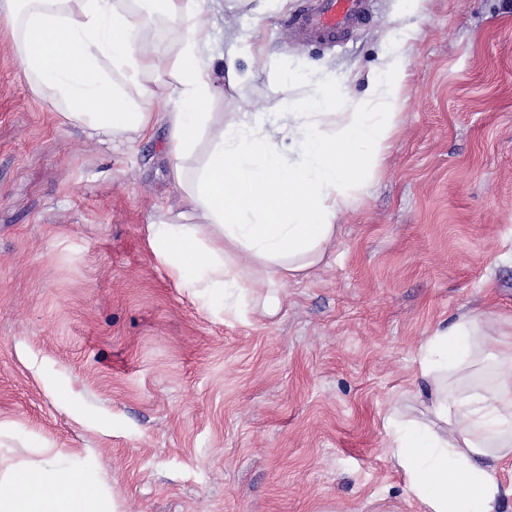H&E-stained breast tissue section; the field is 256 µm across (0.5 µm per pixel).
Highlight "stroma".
<instances>
[{
    "label": "stroma",
    "mask_w": 512,
    "mask_h": 512,
    "mask_svg": "<svg viewBox=\"0 0 512 512\" xmlns=\"http://www.w3.org/2000/svg\"><path fill=\"white\" fill-rule=\"evenodd\" d=\"M249 0H197L209 53L261 28L225 118L304 102L332 75L359 99L400 0L336 40ZM383 166L324 263L273 320L224 316L154 258L144 226L180 194L166 130L88 139L35 94L0 32V457L44 449L96 472L119 512H421L387 456L420 408V343L457 315L512 332V0H431Z\"/></svg>",
    "instance_id": "obj_1"
}]
</instances>
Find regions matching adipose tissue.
I'll use <instances>...</instances> for the list:
<instances>
[{"mask_svg": "<svg viewBox=\"0 0 512 512\" xmlns=\"http://www.w3.org/2000/svg\"><path fill=\"white\" fill-rule=\"evenodd\" d=\"M195 0H0V26L34 93L87 137L131 145L155 127L181 189V209L146 226L154 257L190 294L220 301L225 315L273 318L288 280L325 260L339 214L382 166L400 123L406 61L419 31L399 30L367 77L363 97L336 98L322 79L292 115L284 157L255 114L212 111L219 81L242 87L235 54L207 55L211 24ZM164 23L177 39L170 61L146 32ZM492 324L462 316L419 347L429 387L425 414L393 412L386 452L424 512H501L512 494L497 475L512 459V342L486 384L469 371L486 360ZM104 481L46 460L0 468V512H109Z\"/></svg>", "mask_w": 512, "mask_h": 512, "instance_id": "obj_1", "label": "adipose tissue"}]
</instances>
